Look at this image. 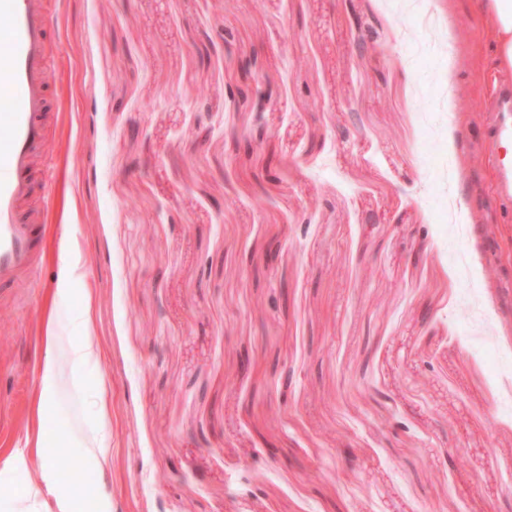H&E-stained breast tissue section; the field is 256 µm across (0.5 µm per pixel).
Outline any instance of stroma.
Segmentation results:
<instances>
[{"mask_svg": "<svg viewBox=\"0 0 512 512\" xmlns=\"http://www.w3.org/2000/svg\"><path fill=\"white\" fill-rule=\"evenodd\" d=\"M49 9L59 121L42 269L0 307V512L60 453L82 512H512L479 0ZM246 56L260 113L227 89ZM83 311L89 397L42 403L47 338ZM101 413L93 469L74 437Z\"/></svg>", "mask_w": 512, "mask_h": 512, "instance_id": "1", "label": "stroma"}]
</instances>
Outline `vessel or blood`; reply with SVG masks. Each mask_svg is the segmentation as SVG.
I'll return each mask as SVG.
<instances>
[{
	"label": "vessel or blood",
	"instance_id": "obj_1",
	"mask_svg": "<svg viewBox=\"0 0 512 512\" xmlns=\"http://www.w3.org/2000/svg\"><path fill=\"white\" fill-rule=\"evenodd\" d=\"M9 25L0 36V295L37 276L47 211L36 201L48 164L38 152L47 135L48 78L55 46L43 0H0ZM487 140L498 161V189L512 201V89L491 101Z\"/></svg>",
	"mask_w": 512,
	"mask_h": 512
}]
</instances>
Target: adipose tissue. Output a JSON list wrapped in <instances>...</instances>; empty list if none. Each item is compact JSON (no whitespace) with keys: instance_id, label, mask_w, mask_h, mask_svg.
Listing matches in <instances>:
<instances>
[{"instance_id":"adipose-tissue-1","label":"adipose tissue","mask_w":512,"mask_h":512,"mask_svg":"<svg viewBox=\"0 0 512 512\" xmlns=\"http://www.w3.org/2000/svg\"><path fill=\"white\" fill-rule=\"evenodd\" d=\"M481 10L491 24L497 45L496 67L512 71V0H481ZM97 352L91 337H77L65 358L47 356L40 373L41 391L47 401H55L61 387H68L72 396L85 397L81 385L83 369L96 360Z\"/></svg>"}]
</instances>
